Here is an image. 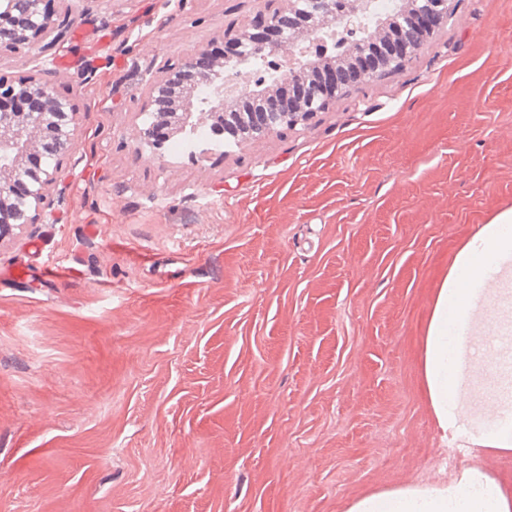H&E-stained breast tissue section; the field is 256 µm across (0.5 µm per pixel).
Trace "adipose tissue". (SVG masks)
<instances>
[{
  "label": "adipose tissue",
  "instance_id": "obj_1",
  "mask_svg": "<svg viewBox=\"0 0 512 512\" xmlns=\"http://www.w3.org/2000/svg\"><path fill=\"white\" fill-rule=\"evenodd\" d=\"M512 260V212L485 225L463 247L438 288L422 350V371L438 427L489 454L512 451V416L494 424L467 420L459 403L476 360L464 332L486 295L490 267ZM346 512H512V493L485 472L467 470L450 484L398 488L362 496Z\"/></svg>",
  "mask_w": 512,
  "mask_h": 512
}]
</instances>
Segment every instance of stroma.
Instances as JSON below:
<instances>
[{"instance_id":"1","label":"stroma","mask_w":512,"mask_h":512,"mask_svg":"<svg viewBox=\"0 0 512 512\" xmlns=\"http://www.w3.org/2000/svg\"><path fill=\"white\" fill-rule=\"evenodd\" d=\"M0 78L79 109L44 223L0 239V512H346L512 452L444 438L437 288L512 211V0H448L402 69L307 123L151 157V82L266 0H57ZM81 60L77 69L62 58Z\"/></svg>"}]
</instances>
